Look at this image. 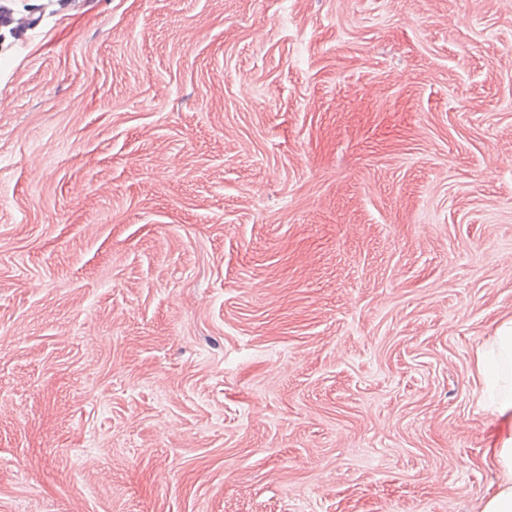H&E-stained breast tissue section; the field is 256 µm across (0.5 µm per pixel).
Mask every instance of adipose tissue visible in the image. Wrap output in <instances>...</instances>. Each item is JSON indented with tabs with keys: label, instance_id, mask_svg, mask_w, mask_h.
Returning a JSON list of instances; mask_svg holds the SVG:
<instances>
[{
	"label": "adipose tissue",
	"instance_id": "ef3b65f1",
	"mask_svg": "<svg viewBox=\"0 0 512 512\" xmlns=\"http://www.w3.org/2000/svg\"><path fill=\"white\" fill-rule=\"evenodd\" d=\"M476 368L488 408L503 421L512 420V320L498 326L478 349ZM488 456L501 480L486 499L483 512H512V436L490 448Z\"/></svg>",
	"mask_w": 512,
	"mask_h": 512
}]
</instances>
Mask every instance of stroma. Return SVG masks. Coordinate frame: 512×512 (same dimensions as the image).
<instances>
[{"label": "stroma", "instance_id": "1", "mask_svg": "<svg viewBox=\"0 0 512 512\" xmlns=\"http://www.w3.org/2000/svg\"><path fill=\"white\" fill-rule=\"evenodd\" d=\"M15 2L0 512H482L512 6Z\"/></svg>", "mask_w": 512, "mask_h": 512}]
</instances>
